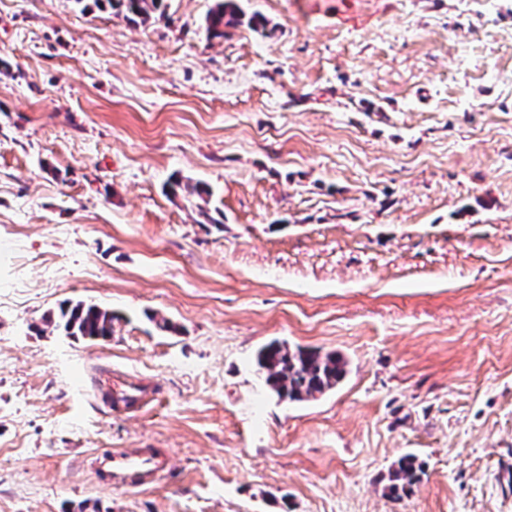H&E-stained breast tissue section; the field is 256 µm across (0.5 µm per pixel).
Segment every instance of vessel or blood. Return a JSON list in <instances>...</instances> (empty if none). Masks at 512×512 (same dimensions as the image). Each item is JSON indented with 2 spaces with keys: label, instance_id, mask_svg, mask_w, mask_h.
Instances as JSON below:
<instances>
[{
  "label": "vessel or blood",
  "instance_id": "1",
  "mask_svg": "<svg viewBox=\"0 0 512 512\" xmlns=\"http://www.w3.org/2000/svg\"><path fill=\"white\" fill-rule=\"evenodd\" d=\"M144 401L137 383L129 382L114 391L111 398L114 414L126 415ZM91 465L96 478L109 487H146L158 483L171 470L168 454L132 448H109L95 453Z\"/></svg>",
  "mask_w": 512,
  "mask_h": 512
}]
</instances>
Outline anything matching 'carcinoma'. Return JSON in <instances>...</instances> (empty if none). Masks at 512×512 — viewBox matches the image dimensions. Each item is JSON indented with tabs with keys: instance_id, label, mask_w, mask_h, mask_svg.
<instances>
[{
	"instance_id": "obj_1",
	"label": "carcinoma",
	"mask_w": 512,
	"mask_h": 512,
	"mask_svg": "<svg viewBox=\"0 0 512 512\" xmlns=\"http://www.w3.org/2000/svg\"><path fill=\"white\" fill-rule=\"evenodd\" d=\"M101 9H111L124 14L132 23H146L164 18L166 0H95ZM247 25L254 31L267 27L266 19L258 14L248 15L239 0H217L206 16L209 39H222L225 29ZM172 197L182 196L188 203L208 202L209 189L200 183H191L181 176L173 177L167 184ZM116 319L112 310L85 302H66L59 311L46 313L42 323L67 335L83 340L98 341L112 338V323ZM257 371L265 384L279 399L300 402L334 389L347 374V361L336 351L292 347L285 342H271L263 346L256 357ZM424 469L413 454L401 457L388 473V495L399 498L421 480Z\"/></svg>"
}]
</instances>
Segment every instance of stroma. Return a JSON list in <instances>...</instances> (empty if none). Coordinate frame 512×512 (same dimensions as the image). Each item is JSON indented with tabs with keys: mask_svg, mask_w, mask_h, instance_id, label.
<instances>
[{
	"mask_svg": "<svg viewBox=\"0 0 512 512\" xmlns=\"http://www.w3.org/2000/svg\"><path fill=\"white\" fill-rule=\"evenodd\" d=\"M166 4L0 0V512H512V0H242L267 33L213 41ZM67 301L111 339L39 332ZM274 340L348 373L280 401ZM99 448L173 469L106 489ZM101 9H111L123 13L132 23H146L151 19L164 18L166 0H94ZM167 193L172 197L181 195L188 203L195 205L200 211L203 210L202 206L196 201L207 204L210 196L209 189L200 183L192 184L188 179L184 180L181 176H174L167 184ZM144 398L139 385L135 382L124 384L123 387L113 392V396L111 390V407L113 413L117 415H128L143 403ZM423 472V465L415 455H405L389 470L388 485L385 490L389 496L400 498L401 492L406 493L421 480Z\"/></svg>",
	"mask_w": 512,
	"mask_h": 512,
	"instance_id": "stroma-1",
	"label": "stroma"
}]
</instances>
